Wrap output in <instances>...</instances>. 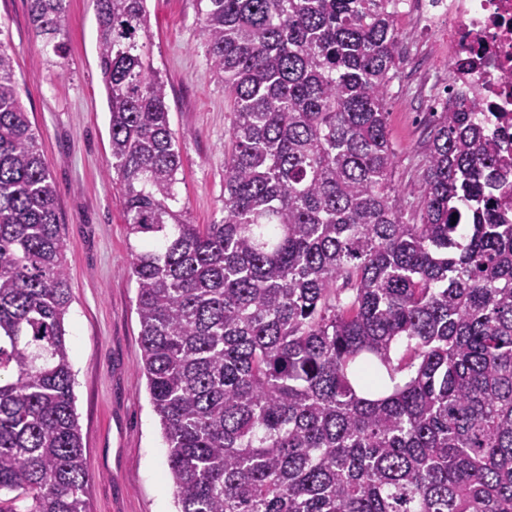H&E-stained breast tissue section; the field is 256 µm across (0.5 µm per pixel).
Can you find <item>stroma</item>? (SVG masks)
I'll use <instances>...</instances> for the list:
<instances>
[{"label": "stroma", "mask_w": 512, "mask_h": 512, "mask_svg": "<svg viewBox=\"0 0 512 512\" xmlns=\"http://www.w3.org/2000/svg\"><path fill=\"white\" fill-rule=\"evenodd\" d=\"M148 41L167 84L171 127L183 172L187 219L208 224L224 200V146L231 114L202 44L200 0H149ZM404 61L386 97L396 150V200L414 211L423 186V142L433 116L427 95H446L447 77L418 71L434 42L399 21ZM93 0H69L62 62L47 61L27 0H0V40L14 60L21 102L58 188L60 233L69 267L67 343L75 410L92 475L91 512H176L168 449L141 370L136 288L123 197L107 176L109 112L97 56Z\"/></svg>", "instance_id": "obj_1"}]
</instances>
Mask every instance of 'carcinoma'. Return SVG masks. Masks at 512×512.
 I'll return each mask as SVG.
<instances>
[{"mask_svg":"<svg viewBox=\"0 0 512 512\" xmlns=\"http://www.w3.org/2000/svg\"><path fill=\"white\" fill-rule=\"evenodd\" d=\"M231 125L188 224L147 0H95L142 371L177 512H512V170L457 99L392 203L389 0H206ZM66 0H29L63 55ZM57 189L0 42V512H89Z\"/></svg>","mask_w":512,"mask_h":512,"instance_id":"cac0c4a2","label":"carcinoma"}]
</instances>
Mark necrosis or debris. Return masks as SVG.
<instances>
[{
	"instance_id": "obj_1",
	"label": "necrosis or debris",
	"mask_w": 512,
	"mask_h": 512,
	"mask_svg": "<svg viewBox=\"0 0 512 512\" xmlns=\"http://www.w3.org/2000/svg\"><path fill=\"white\" fill-rule=\"evenodd\" d=\"M397 12L440 28L455 90L478 111L498 113L499 128L512 134V0H398Z\"/></svg>"
}]
</instances>
